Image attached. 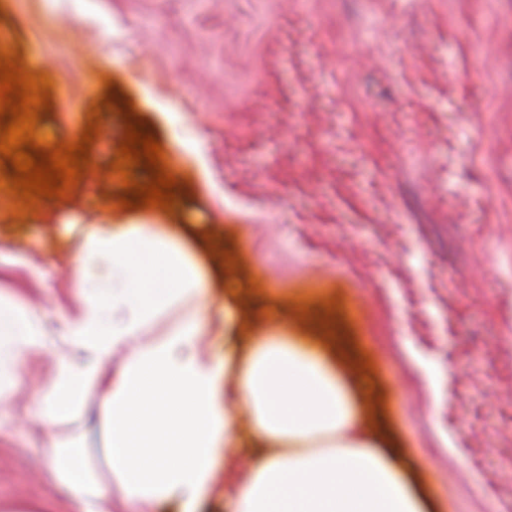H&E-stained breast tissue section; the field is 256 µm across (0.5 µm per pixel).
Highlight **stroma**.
Returning <instances> with one entry per match:
<instances>
[{"mask_svg":"<svg viewBox=\"0 0 512 512\" xmlns=\"http://www.w3.org/2000/svg\"><path fill=\"white\" fill-rule=\"evenodd\" d=\"M0 38L50 81L38 137L99 125L94 175L46 206L0 201V293L68 299L92 223L126 211L131 107L177 178L163 222L214 301L235 285L244 333L329 311L422 512H512V0H0ZM53 376L29 365L0 404V512H74L32 406ZM90 407L62 430L104 474Z\"/></svg>","mask_w":512,"mask_h":512,"instance_id":"obj_1","label":"stroma"}]
</instances>
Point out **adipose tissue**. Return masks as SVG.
Instances as JSON below:
<instances>
[{"mask_svg":"<svg viewBox=\"0 0 512 512\" xmlns=\"http://www.w3.org/2000/svg\"><path fill=\"white\" fill-rule=\"evenodd\" d=\"M159 222L130 215L87 240L72 261L71 299L52 310L59 344L19 298L0 296V378L56 356L57 381L37 414L47 471L78 512H143L163 498L197 512L220 444L238 467L224 488L228 512H421L336 358L330 321L313 315L316 336L272 322L243 354L229 334L223 357L200 349L215 325L232 329L237 310L213 305L208 269ZM185 303L188 313L166 321ZM94 398L112 422L106 477L58 431Z\"/></svg>","mask_w":512,"mask_h":512,"instance_id":"adipose-tissue-1","label":"adipose tissue"}]
</instances>
